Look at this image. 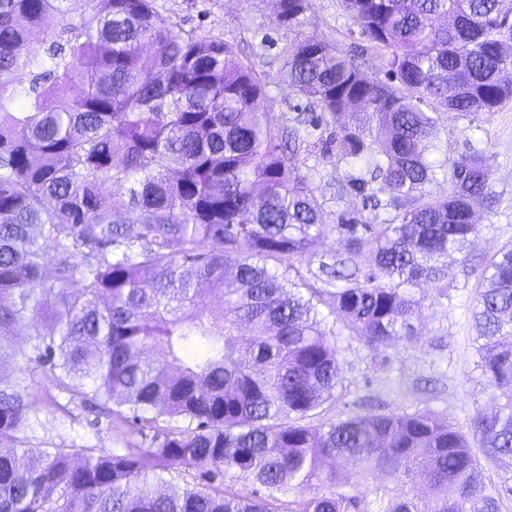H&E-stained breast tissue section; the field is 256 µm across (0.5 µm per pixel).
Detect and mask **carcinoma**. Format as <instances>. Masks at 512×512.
<instances>
[{
  "instance_id": "obj_1",
  "label": "carcinoma",
  "mask_w": 512,
  "mask_h": 512,
  "mask_svg": "<svg viewBox=\"0 0 512 512\" xmlns=\"http://www.w3.org/2000/svg\"><path fill=\"white\" fill-rule=\"evenodd\" d=\"M69 2L0 0V369L17 373L0 379V512H501L512 474L475 481L512 460V246L472 311L494 411L466 432L429 410L316 418L342 388L329 337L411 340L415 291L447 295L441 259L469 260L490 172L479 150L432 159L433 113L512 98V0H338L368 66L301 36L310 0H269L305 101L283 134L233 44L153 0ZM332 124L337 197L362 210L337 214L346 255L319 260L315 288L299 264L327 225L294 152ZM38 376L68 394L48 398L61 418L94 412L120 447H18Z\"/></svg>"
}]
</instances>
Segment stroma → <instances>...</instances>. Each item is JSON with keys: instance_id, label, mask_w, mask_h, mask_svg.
<instances>
[{"instance_id": "obj_1", "label": "stroma", "mask_w": 512, "mask_h": 512, "mask_svg": "<svg viewBox=\"0 0 512 512\" xmlns=\"http://www.w3.org/2000/svg\"><path fill=\"white\" fill-rule=\"evenodd\" d=\"M160 18L184 28L217 36L233 44L242 58L251 60L266 83L264 105L272 127L290 124L295 93L279 69L290 37L269 18L266 0H154ZM349 21L336 0H312L301 33L307 37L338 43L349 50ZM442 149L456 159L470 149L482 150L491 171L493 207L478 202L474 216L482 231L471 248L469 265L461 256L449 254L448 294L427 290L413 318L414 336L376 351L348 335L334 337L338 351L343 392L328 403L323 421L332 422L350 412H412L427 409L450 424L468 427L480 412H491L493 404L483 392L474 367L475 331L471 310L479 287L478 274L502 247L512 246V101L493 113L476 112L467 117L439 113ZM335 128L314 133L308 148L313 166L312 188L321 204L328 229L319 237L304 264L316 267L319 259L344 249V239L334 228L339 210L360 209L358 197L336 199V182L348 168L336 152ZM46 385H31L27 403L38 419L20 436L22 446L47 451L59 448L110 449L116 441L106 421L90 427L86 423H60L46 403Z\"/></svg>"}]
</instances>
